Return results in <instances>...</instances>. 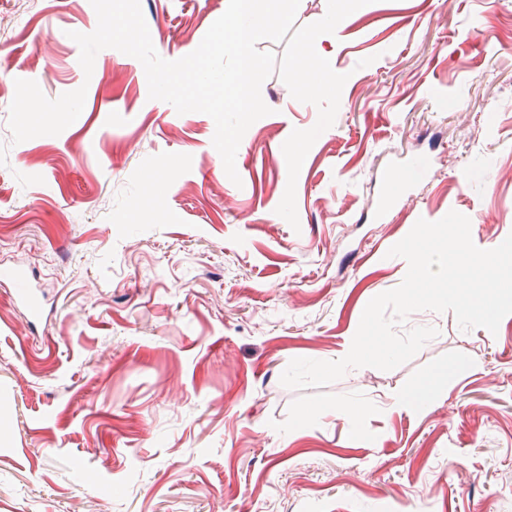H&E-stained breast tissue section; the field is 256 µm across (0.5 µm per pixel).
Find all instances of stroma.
Returning a JSON list of instances; mask_svg holds the SVG:
<instances>
[{"label":"stroma","instance_id":"1","mask_svg":"<svg viewBox=\"0 0 512 512\" xmlns=\"http://www.w3.org/2000/svg\"><path fill=\"white\" fill-rule=\"evenodd\" d=\"M141 7L176 60L227 4ZM96 25L90 0H0V273L44 311L30 324L0 276V512H512V315L493 334L418 311L406 327L438 334L401 366L280 383L349 349L418 219L466 215L484 250L512 234V0H372L318 37L347 81L296 230L282 145L316 107L270 76L233 183L213 119L149 99L136 58L102 50L85 76L69 34ZM18 79L86 87L81 115L12 143ZM446 379L447 374H434L426 378L422 385V389L419 393H399L395 400L396 407L401 409H417L419 407V404L417 403L418 394L424 393L427 394L428 396H433L436 392L437 387L442 383L446 382Z\"/></svg>","mask_w":512,"mask_h":512}]
</instances>
